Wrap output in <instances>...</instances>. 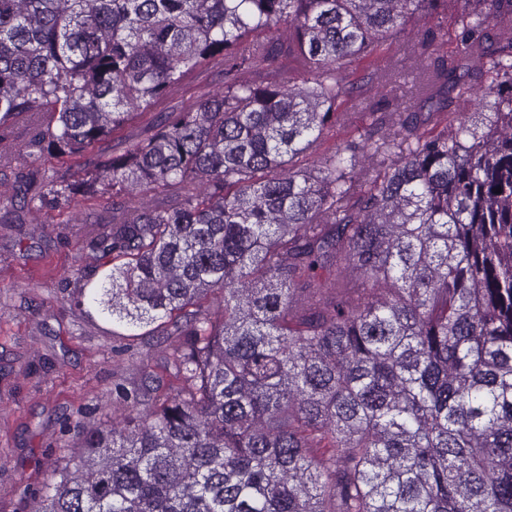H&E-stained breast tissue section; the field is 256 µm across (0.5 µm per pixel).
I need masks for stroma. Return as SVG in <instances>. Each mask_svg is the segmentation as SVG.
<instances>
[{
	"label": "stroma",
	"mask_w": 512,
	"mask_h": 512,
	"mask_svg": "<svg viewBox=\"0 0 512 512\" xmlns=\"http://www.w3.org/2000/svg\"><path fill=\"white\" fill-rule=\"evenodd\" d=\"M456 4L446 11L418 16L411 30L385 45L378 64H347L349 82L359 84L376 67L390 68L405 90L419 87L422 69L410 33L433 30L436 53H454ZM224 66L214 61L188 74L166 96L138 110L104 147L71 157L44 154L35 167L17 162L0 170L6 189L15 187V171H33L36 178L85 176L100 152L120 153L133 139L151 136L163 113L194 107L203 94L224 87ZM112 217L111 193L79 195L68 205H49L25 214L23 224H0V512H26L30 494L41 491L51 468L70 455L79 424L112 418V389L118 382H136L122 345L162 358L178 344L175 336L113 338L110 325L86 321L75 307L64 278L90 274L97 261L83 251L85 240ZM70 431H63V421Z\"/></svg>",
	"instance_id": "stroma-1"
}]
</instances>
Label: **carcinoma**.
<instances>
[{"mask_svg": "<svg viewBox=\"0 0 512 512\" xmlns=\"http://www.w3.org/2000/svg\"><path fill=\"white\" fill-rule=\"evenodd\" d=\"M445 2L0 0V122L30 116L0 168L105 142L224 56L223 91L95 162L112 219L83 249L112 267L76 285L91 321L181 336L179 384L122 349V422L82 428L31 512H512V0H458L457 53L317 153L343 61ZM285 51L302 85L244 79Z\"/></svg>", "mask_w": 512, "mask_h": 512, "instance_id": "obj_1", "label": "carcinoma"}]
</instances>
